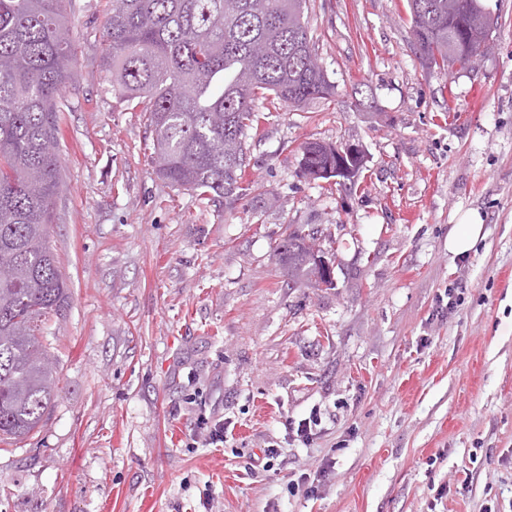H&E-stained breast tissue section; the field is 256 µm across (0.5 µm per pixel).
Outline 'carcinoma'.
<instances>
[{"mask_svg": "<svg viewBox=\"0 0 512 512\" xmlns=\"http://www.w3.org/2000/svg\"><path fill=\"white\" fill-rule=\"evenodd\" d=\"M68 0H0V439H23L57 396L46 324L69 304L47 241L60 177L58 98L72 86ZM490 0H408L425 70L462 71L490 45ZM307 0H114L102 40L113 91L145 99L158 175L202 200H235L246 182V131L259 98L301 109L334 91L317 63ZM363 151L301 148L313 180L354 182ZM316 232L288 230L279 260L294 277L334 282Z\"/></svg>", "mask_w": 512, "mask_h": 512, "instance_id": "cac0c4a2", "label": "carcinoma"}]
</instances>
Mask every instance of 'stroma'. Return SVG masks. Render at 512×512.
Listing matches in <instances>:
<instances>
[{"mask_svg": "<svg viewBox=\"0 0 512 512\" xmlns=\"http://www.w3.org/2000/svg\"><path fill=\"white\" fill-rule=\"evenodd\" d=\"M472 69L423 72L407 0H309L333 96L266 113L251 193L158 178L136 101L100 68L113 0H70L48 243L58 394L0 441V512H512V0ZM309 141L362 149L355 185L304 176ZM484 236L448 234L467 210ZM318 229L335 287L274 252ZM464 288L449 318L435 311ZM224 422L223 446L196 435ZM316 417L309 441L291 423ZM278 456L264 464L263 451ZM314 479L310 494L293 482ZM483 218L476 210L461 215L458 224L448 236V250L464 254L472 250L483 234Z\"/></svg>", "mask_w": 512, "mask_h": 512, "instance_id": "35a3bbf8", "label": "stroma"}]
</instances>
